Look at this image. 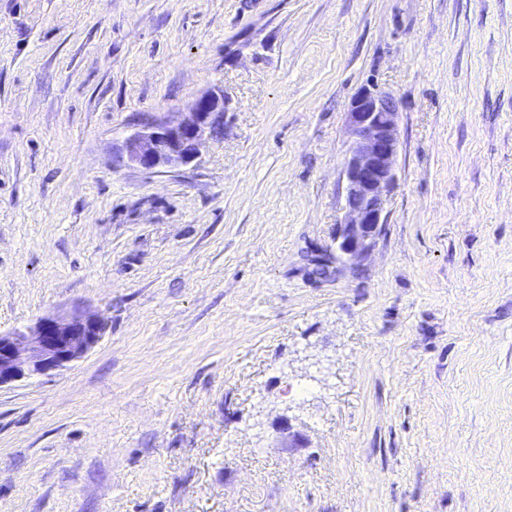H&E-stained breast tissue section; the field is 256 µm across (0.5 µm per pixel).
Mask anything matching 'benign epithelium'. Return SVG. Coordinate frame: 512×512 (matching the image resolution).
Segmentation results:
<instances>
[{
  "instance_id": "benign-epithelium-1",
  "label": "benign epithelium",
  "mask_w": 512,
  "mask_h": 512,
  "mask_svg": "<svg viewBox=\"0 0 512 512\" xmlns=\"http://www.w3.org/2000/svg\"><path fill=\"white\" fill-rule=\"evenodd\" d=\"M224 91L195 100L182 121L150 118L129 136L116 162L147 171L196 161L201 147L224 132ZM398 103L389 93L360 89L348 112L351 144L345 162L344 221L336 236V264L360 263L385 229L384 203L396 184ZM105 331L97 315L44 318L25 331L0 335V387L47 375L82 358Z\"/></svg>"
}]
</instances>
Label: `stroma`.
<instances>
[{"label": "stroma", "mask_w": 512, "mask_h": 512, "mask_svg": "<svg viewBox=\"0 0 512 512\" xmlns=\"http://www.w3.org/2000/svg\"><path fill=\"white\" fill-rule=\"evenodd\" d=\"M365 86L397 183L318 278ZM86 313L0 386V512H512V0H0V334ZM223 90H211L195 100L187 120H146L129 136L116 162L147 171L175 169L196 161L201 147L224 132ZM105 327L98 315L57 317L41 319L25 331L0 335V386L67 367L99 341Z\"/></svg>", "instance_id": "stroma-1"}]
</instances>
